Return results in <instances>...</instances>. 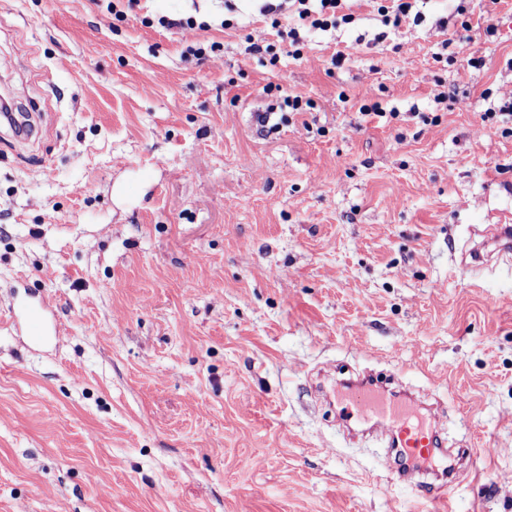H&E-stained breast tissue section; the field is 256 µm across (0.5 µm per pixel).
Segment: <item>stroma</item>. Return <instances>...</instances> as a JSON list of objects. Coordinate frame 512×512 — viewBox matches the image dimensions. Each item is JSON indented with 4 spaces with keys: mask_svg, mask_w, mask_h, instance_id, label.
Listing matches in <instances>:
<instances>
[{
    "mask_svg": "<svg viewBox=\"0 0 512 512\" xmlns=\"http://www.w3.org/2000/svg\"><path fill=\"white\" fill-rule=\"evenodd\" d=\"M342 7L296 59L256 0H0L38 114L0 126V316L60 328L0 327V512H430L322 402L346 369L442 405L456 512H512V261L471 234L512 224V0ZM44 310L45 307L42 304L34 306L25 303L19 307L18 316L27 323L29 336H46L48 328L43 317Z\"/></svg>",
    "mask_w": 512,
    "mask_h": 512,
    "instance_id": "35a3bbf8",
    "label": "stroma"
}]
</instances>
